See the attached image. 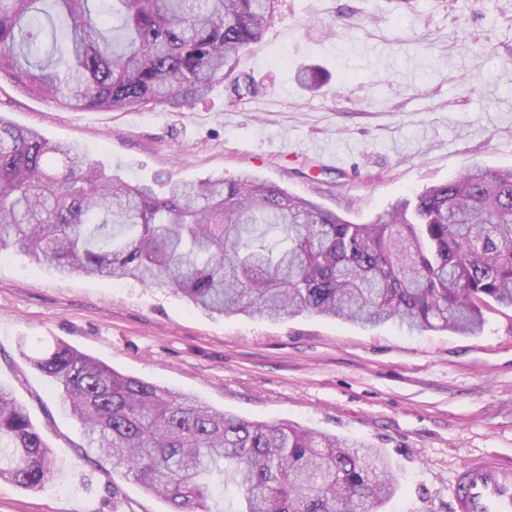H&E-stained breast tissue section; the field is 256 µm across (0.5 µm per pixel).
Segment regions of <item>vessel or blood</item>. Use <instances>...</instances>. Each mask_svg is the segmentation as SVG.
Here are the masks:
<instances>
[{
    "instance_id": "obj_1",
    "label": "vessel or blood",
    "mask_w": 512,
    "mask_h": 512,
    "mask_svg": "<svg viewBox=\"0 0 512 512\" xmlns=\"http://www.w3.org/2000/svg\"><path fill=\"white\" fill-rule=\"evenodd\" d=\"M455 512H512V455L469 458L453 484Z\"/></svg>"
}]
</instances>
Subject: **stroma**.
Returning <instances> with one entry per match:
<instances>
[{
    "mask_svg": "<svg viewBox=\"0 0 512 512\" xmlns=\"http://www.w3.org/2000/svg\"><path fill=\"white\" fill-rule=\"evenodd\" d=\"M317 68L316 92L298 74ZM261 92L224 83L179 112L65 111L0 80V116L76 141L128 180L248 172L365 223L478 163L512 168V0H280L241 56ZM58 339L120 373L249 420H291L391 459L387 512H454L467 458L512 453V318L473 336L307 313L212 318L166 288L61 277L0 254V382L63 467L42 490L0 480V512H169L83 456L82 430L27 360Z\"/></svg>",
    "mask_w": 512,
    "mask_h": 512,
    "instance_id": "1",
    "label": "stroma"
}]
</instances>
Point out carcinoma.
Segmentation results:
<instances>
[{"label": "carcinoma", "instance_id": "obj_1", "mask_svg": "<svg viewBox=\"0 0 512 512\" xmlns=\"http://www.w3.org/2000/svg\"><path fill=\"white\" fill-rule=\"evenodd\" d=\"M278 0H0V78L68 111L178 112L239 69ZM60 276L164 287L214 317L307 312L362 326L477 334L512 312V168L473 164L367 223L244 173L107 174L79 144L0 116V252ZM20 353L56 389L89 452L171 512H382L397 491L379 448L215 410L54 340ZM60 471L41 430L0 384V479L39 491Z\"/></svg>", "mask_w": 512, "mask_h": 512}]
</instances>
